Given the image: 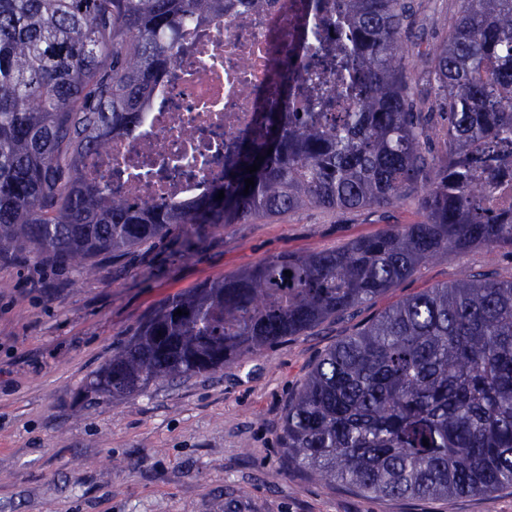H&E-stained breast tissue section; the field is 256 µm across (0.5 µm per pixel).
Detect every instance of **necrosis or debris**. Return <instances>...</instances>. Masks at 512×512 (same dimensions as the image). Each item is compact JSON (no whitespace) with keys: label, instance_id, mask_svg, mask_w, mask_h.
<instances>
[{"label":"necrosis or debris","instance_id":"1","mask_svg":"<svg viewBox=\"0 0 512 512\" xmlns=\"http://www.w3.org/2000/svg\"><path fill=\"white\" fill-rule=\"evenodd\" d=\"M345 0H225L224 15L194 27L134 134H116L88 163L91 178L133 203L176 201L224 178V160L255 132L272 72L298 78L285 106L310 111L346 63Z\"/></svg>","mask_w":512,"mask_h":512}]
</instances>
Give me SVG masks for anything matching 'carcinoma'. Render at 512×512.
<instances>
[{
    "label": "carcinoma",
    "instance_id": "obj_1",
    "mask_svg": "<svg viewBox=\"0 0 512 512\" xmlns=\"http://www.w3.org/2000/svg\"><path fill=\"white\" fill-rule=\"evenodd\" d=\"M461 3L448 39L423 57L405 39L412 0H347L357 72L336 126L318 112H261L223 181L133 205L89 180L87 164L112 133L135 130L186 27L224 16V0H0V258L36 251L90 271L96 256L175 224L201 232L409 196L422 214L171 299L97 372L95 393L131 397L214 372L355 315L429 261L512 249V215L473 209L512 164V0ZM420 64L426 112L411 78ZM280 441L333 489L420 501L512 488V278L468 272L364 323L310 368Z\"/></svg>",
    "mask_w": 512,
    "mask_h": 512
}]
</instances>
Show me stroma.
Returning a JSON list of instances; mask_svg holds the SVG:
<instances>
[{
    "label": "stroma",
    "instance_id": "1",
    "mask_svg": "<svg viewBox=\"0 0 512 512\" xmlns=\"http://www.w3.org/2000/svg\"><path fill=\"white\" fill-rule=\"evenodd\" d=\"M430 52L460 0H414ZM414 203L353 212L306 207L190 225L93 272L22 252L0 261V512H512V490L414 503L332 489L279 442L288 400L326 349L386 308L463 273L512 276V251L476 249L422 265L357 316L331 319L240 365L141 394L96 396V372L155 309L280 254L333 249L395 224Z\"/></svg>",
    "mask_w": 512,
    "mask_h": 512
}]
</instances>
